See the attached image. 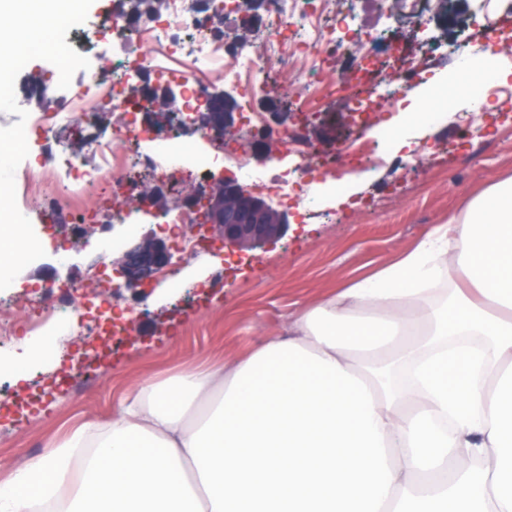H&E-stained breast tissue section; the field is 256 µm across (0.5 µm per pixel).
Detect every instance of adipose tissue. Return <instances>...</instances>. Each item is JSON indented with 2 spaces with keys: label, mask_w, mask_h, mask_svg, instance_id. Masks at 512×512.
I'll use <instances>...</instances> for the list:
<instances>
[{
  "label": "adipose tissue",
  "mask_w": 512,
  "mask_h": 512,
  "mask_svg": "<svg viewBox=\"0 0 512 512\" xmlns=\"http://www.w3.org/2000/svg\"><path fill=\"white\" fill-rule=\"evenodd\" d=\"M0 512H512V178L241 362L142 383Z\"/></svg>",
  "instance_id": "1"
}]
</instances>
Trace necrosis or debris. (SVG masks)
<instances>
[{"label": "necrosis or debris", "mask_w": 512, "mask_h": 512, "mask_svg": "<svg viewBox=\"0 0 512 512\" xmlns=\"http://www.w3.org/2000/svg\"><path fill=\"white\" fill-rule=\"evenodd\" d=\"M330 2L261 0L263 40L281 47L280 53L271 58L257 48L226 49L211 0H198L192 10L186 9L182 0H169L162 13L137 16L126 12L93 25H80V32L86 36L81 53H90L100 34L117 48L111 57L97 58L89 69L78 71L67 89H59L50 81L31 82L20 88V106L34 99L54 101L52 111L30 114L27 122L41 129L47 144L53 145L63 161L54 170L26 166L18 204L21 213L66 216L74 233L106 209L113 221L122 223L127 214L112 209L107 184L125 185L127 198L134 201L138 198V174L152 175L160 190L175 192L183 174L191 172L198 178L196 194L158 218L164 230L177 234L183 226L197 223L201 213L198 195L205 192V178L216 165L236 168L246 188L282 202L294 198L296 189H303V203L308 207L317 202L316 196L308 192L313 167H320L324 176L333 178L349 167L375 165L378 142L363 135L352 149L332 145L301 152L289 177L274 180L257 169L252 148L230 147V131L200 129V137L209 142V149L187 153L181 146L179 123L163 129L145 119L164 84L178 88L186 113L202 111L211 87L223 82L240 83L247 89L268 84L274 99H281L287 90L271 84L269 72L273 69L307 87L322 85L331 94L346 92L365 104L379 100L397 106L417 76L416 57L383 37L346 32L356 0H345L344 9L336 11L329 29L320 30L316 19ZM375 50L396 56L399 67L393 77L380 79L369 67L366 55ZM336 56L348 57L358 69L356 81L349 88L338 85L326 66L327 60ZM115 108L126 112L128 119L111 131L100 125L99 115ZM74 123L87 131L97 158L95 165H87L83 157L56 140L58 126Z\"/></svg>", "instance_id": "4bbe7bcc"}]
</instances>
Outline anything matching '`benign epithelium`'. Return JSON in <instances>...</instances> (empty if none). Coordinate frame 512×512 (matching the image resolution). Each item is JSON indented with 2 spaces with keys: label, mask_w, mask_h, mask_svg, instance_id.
Instances as JSON below:
<instances>
[{
  "label": "benign epithelium",
  "mask_w": 512,
  "mask_h": 512,
  "mask_svg": "<svg viewBox=\"0 0 512 512\" xmlns=\"http://www.w3.org/2000/svg\"><path fill=\"white\" fill-rule=\"evenodd\" d=\"M238 118L237 112H198L193 124L219 130L235 126ZM213 181L217 189L206 194L201 207L207 223L223 230L224 246L273 244L286 233L287 218L274 213L263 199L234 187L220 175ZM171 258L166 242L153 236L126 248L121 259L126 287L135 289L152 281Z\"/></svg>",
  "instance_id": "obj_1"
}]
</instances>
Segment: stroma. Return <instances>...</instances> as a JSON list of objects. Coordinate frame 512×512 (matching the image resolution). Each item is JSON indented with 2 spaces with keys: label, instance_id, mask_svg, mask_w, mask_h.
<instances>
[{
  "label": "stroma",
  "instance_id": "1",
  "mask_svg": "<svg viewBox=\"0 0 512 512\" xmlns=\"http://www.w3.org/2000/svg\"><path fill=\"white\" fill-rule=\"evenodd\" d=\"M487 0H427L414 17L403 0H360L356 22L383 36L398 38L418 56L430 91L413 87L402 106L379 103L370 121L392 122L421 166L397 163V150L379 143V162L369 177L349 172L334 185H319L321 204L307 219L276 204L288 218L287 234L276 243L244 247L225 259L218 228L184 226L186 236L202 238L206 249L179 259L168 279H155L148 297L135 301L119 274L121 251L158 233L154 224L112 223L108 213L83 225L77 238L60 235L57 225L40 218L32 224L46 255L27 266L0 296L24 304L25 293L55 282L84 284L80 299L92 328L73 327L56 349V361L29 372L26 382L10 385L22 407L0 409V480L36 461L55 442L65 441L81 424L108 422L117 403L146 380L164 381L185 370L216 362L231 365L252 350L288 333L298 309L317 304L358 278L375 273L410 251L437 224L464 220L470 201L482 190L512 176V78L490 82L498 94L495 111L470 113V94L453 75L459 61L448 45L483 46L473 24ZM320 116L309 127L310 141H350L355 133L347 97L319 98ZM438 112L431 130L405 113ZM474 123L472 141L460 129ZM73 254L65 266L54 261L58 248ZM93 369L77 387L50 388L74 358Z\"/></svg>",
  "mask_w": 512,
  "mask_h": 512
}]
</instances>
